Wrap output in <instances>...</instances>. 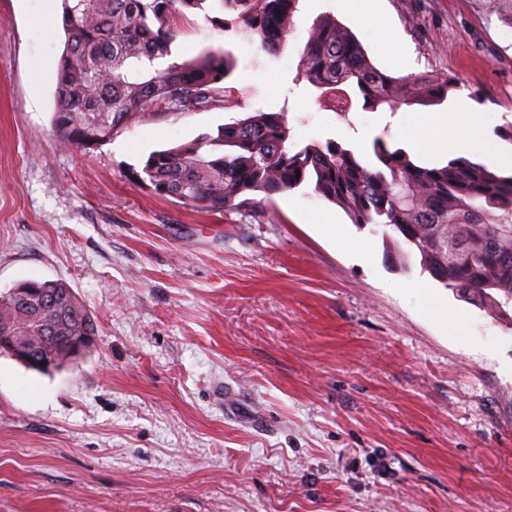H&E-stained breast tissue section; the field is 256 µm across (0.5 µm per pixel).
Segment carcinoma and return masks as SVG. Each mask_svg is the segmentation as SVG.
<instances>
[{
    "label": "carcinoma",
    "mask_w": 512,
    "mask_h": 512,
    "mask_svg": "<svg viewBox=\"0 0 512 512\" xmlns=\"http://www.w3.org/2000/svg\"><path fill=\"white\" fill-rule=\"evenodd\" d=\"M207 0H61L66 45L58 63L52 128L63 147L91 148L153 106L192 111L226 106L233 71L229 56L211 50L172 59L175 18ZM236 13L231 25L275 54L284 46L299 0H221ZM220 21L218 25H230ZM300 74L332 97L362 109L440 105L453 89L446 76L394 78L374 67L362 45L330 16L313 22ZM284 113L254 112L199 137L149 155L142 168L156 194L212 211L258 206L302 185L340 207L351 223L384 226L396 234L397 262L416 255L422 271L494 316L512 307V170L467 158L428 165L383 136L364 159L335 140L288 151ZM405 244V251L400 244ZM51 288L40 309L16 306L0 292V328L31 336L38 350L65 362L71 336L97 333L93 315L68 284Z\"/></svg>",
    "instance_id": "carcinoma-1"
}]
</instances>
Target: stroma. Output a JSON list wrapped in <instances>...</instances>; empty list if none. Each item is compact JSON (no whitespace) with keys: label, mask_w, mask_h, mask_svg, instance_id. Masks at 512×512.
<instances>
[{"label":"stroma","mask_w":512,"mask_h":512,"mask_svg":"<svg viewBox=\"0 0 512 512\" xmlns=\"http://www.w3.org/2000/svg\"><path fill=\"white\" fill-rule=\"evenodd\" d=\"M60 4L0 0V292L64 281L98 334L50 374L0 354V512H512V320L394 264L382 227L310 187L224 212L137 179L255 111L285 113L290 145L367 154L375 113H337L299 75L323 14L378 70L454 78L507 127L512 28L482 0H300L273 56L209 0L172 49L233 55L228 107L157 110L81 150L52 135ZM416 280L430 294L407 301Z\"/></svg>","instance_id":"1"}]
</instances>
